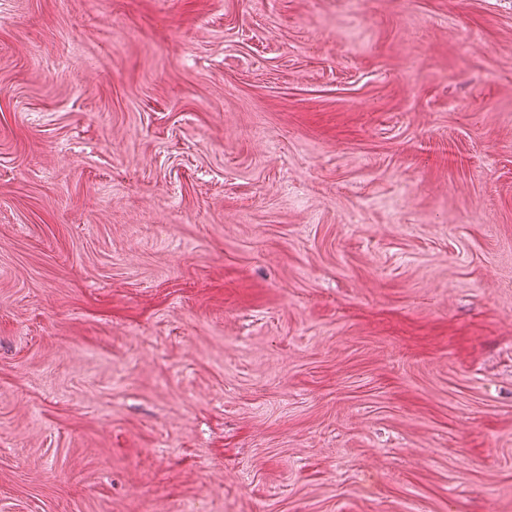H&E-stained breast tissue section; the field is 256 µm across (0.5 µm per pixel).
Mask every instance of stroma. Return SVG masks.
Wrapping results in <instances>:
<instances>
[{"label": "stroma", "instance_id": "35a3bbf8", "mask_svg": "<svg viewBox=\"0 0 512 512\" xmlns=\"http://www.w3.org/2000/svg\"><path fill=\"white\" fill-rule=\"evenodd\" d=\"M0 512H512V0H0Z\"/></svg>", "mask_w": 512, "mask_h": 512}]
</instances>
